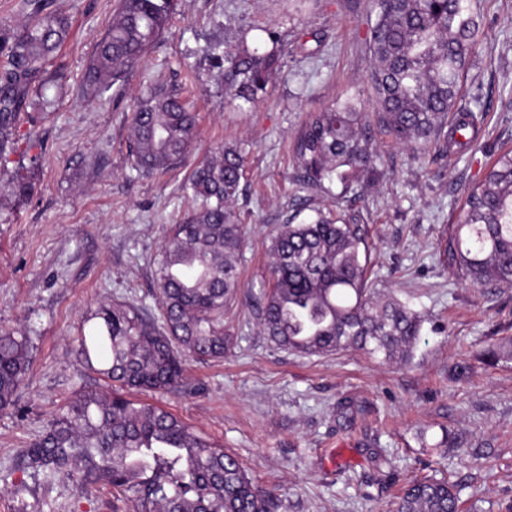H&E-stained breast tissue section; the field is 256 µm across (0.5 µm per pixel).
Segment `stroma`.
<instances>
[{"instance_id": "35a3bbf8", "label": "stroma", "mask_w": 512, "mask_h": 512, "mask_svg": "<svg viewBox=\"0 0 512 512\" xmlns=\"http://www.w3.org/2000/svg\"><path fill=\"white\" fill-rule=\"evenodd\" d=\"M71 24L51 67L66 76L54 112L20 116L0 162V329L28 336V370L0 411V512H133L131 495L27 468L23 453L83 390L107 384L73 352L83 317L115 300L156 313L155 259L191 206L188 164L142 174L127 159L130 114L146 85L189 89L198 114L194 156L227 143L249 151L235 208L246 230L241 286L224 314V358L187 360L182 391L132 393L170 411L279 494L280 512H389L413 478L446 477L465 512H512V360L486 349L512 337V288L473 286L448 260V227L496 154L512 148V0H474L481 37L457 105L479 113L467 149L417 158L385 137L380 177L342 193H308L291 154L307 113L360 92L377 123L370 82L371 0H179L171 30L103 100L80 93L86 64L117 0H46ZM276 29L281 68L254 109L236 110L224 70L205 53L241 32ZM34 185L16 201L14 176ZM343 195L374 248L378 287L426 318L411 363L347 349L305 356L259 326L253 299L269 275V238L296 199L314 209ZM451 439L458 453H444ZM387 457L378 464L376 454Z\"/></svg>"}]
</instances>
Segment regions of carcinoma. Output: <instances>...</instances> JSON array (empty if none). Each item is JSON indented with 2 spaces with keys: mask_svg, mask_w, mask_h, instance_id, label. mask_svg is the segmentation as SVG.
I'll use <instances>...</instances> for the list:
<instances>
[{
  "mask_svg": "<svg viewBox=\"0 0 512 512\" xmlns=\"http://www.w3.org/2000/svg\"><path fill=\"white\" fill-rule=\"evenodd\" d=\"M30 19L0 26V158L17 140V122L32 105L54 100L47 91L62 73L48 64L69 36L67 17L29 0ZM177 0H118L112 25L98 39L83 78L84 97L100 98L125 81L171 28ZM370 79L380 132L409 151L468 146L456 133L475 129L473 112L453 114L481 31L472 0H372ZM251 47L243 40L210 51L224 67V89L240 111L268 93L280 66L277 39ZM446 139H441L445 126ZM129 160L138 172H166L190 153L196 114L186 97L161 85L148 89L130 116ZM292 153L307 188L337 182L344 197L379 174L363 100L354 94L311 112ZM238 143L199 159L183 191L196 209L175 225L157 259L161 321L126 302L100 306L85 319L77 354L115 383L111 391L81 392L50 428L25 449L27 464L53 475L82 472V489L99 483L133 494L134 512H277L238 459L199 436L169 412L125 396L131 390H177L183 356L224 357L231 335L224 308L241 288L237 262L245 243L235 202L247 162ZM309 199L270 237V282L262 286L259 324L275 344L304 355L357 348L384 361L409 363L424 319L369 282L370 249L359 217L317 209L297 221ZM453 265L472 284L512 287V148L498 154L467 194L460 223L449 226ZM27 337L0 332V410L15 405L27 371ZM397 512H463L454 486L415 479L403 486Z\"/></svg>",
  "mask_w": 512,
  "mask_h": 512,
  "instance_id": "1",
  "label": "carcinoma"
}]
</instances>
